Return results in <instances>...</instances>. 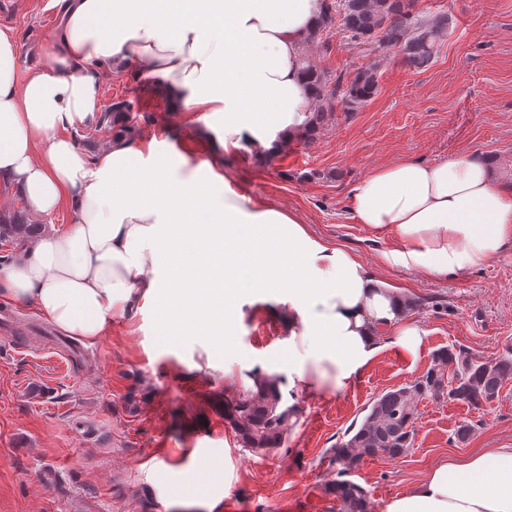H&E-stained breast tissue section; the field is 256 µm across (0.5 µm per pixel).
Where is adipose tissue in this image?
Instances as JSON below:
<instances>
[{
    "label": "adipose tissue",
    "mask_w": 512,
    "mask_h": 512,
    "mask_svg": "<svg viewBox=\"0 0 512 512\" xmlns=\"http://www.w3.org/2000/svg\"><path fill=\"white\" fill-rule=\"evenodd\" d=\"M56 2L50 67L21 74L15 35L0 28V184L32 221L64 210L69 222L0 264V301L30 303L87 340L148 305L160 340L203 337L211 369L245 301L261 299L282 326L288 385L308 393L359 376L383 328L417 354L423 333L402 289L223 173V154L248 145L275 154L303 130L299 58L319 0ZM131 62L158 78L172 112L223 115L216 154L191 166L153 139L115 133L89 152L66 136L97 120L103 70ZM351 213L392 239L387 267L437 280L512 246V186L473 155L376 168L354 186ZM384 512H512V448L440 464Z\"/></svg>",
    "instance_id": "ef3b65f1"
}]
</instances>
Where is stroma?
Instances as JSON below:
<instances>
[{"instance_id":"35a3bbf8","label":"stroma","mask_w":512,"mask_h":512,"mask_svg":"<svg viewBox=\"0 0 512 512\" xmlns=\"http://www.w3.org/2000/svg\"><path fill=\"white\" fill-rule=\"evenodd\" d=\"M55 0H0V26L13 28L22 70L45 65L44 51L60 13ZM420 13L448 12L453 24L436 61L413 69L387 63L377 94L360 110L336 113L313 141H291L272 160L255 148L225 155L231 184L296 212L318 239L340 245L404 289L424 332L417 354L381 334V349L340 391L296 392L298 422L280 448L264 456L242 448L223 416L225 397L248 390L217 371L195 369L196 340L166 346L150 308L113 318L108 336L77 339L83 363L65 361V348L21 343L0 335V512H65L80 496L95 512H338L329 487L336 478L331 450L378 394L410 383L442 347L491 360L512 342V246L485 266L436 281L385 266L392 241L356 224L353 187L371 170L404 159L439 162L464 154L497 159L495 178L512 177V0H418ZM331 47L305 52L330 74L368 64L367 53L341 34ZM129 100L134 137H156L191 162L209 156V139L224 129L188 121L169 110L158 84L136 67L106 73L101 111ZM233 324L235 348L221 358L240 368L284 352L279 322L261 303H246ZM412 448L402 457L364 458L349 478L366 492L370 512L404 494L435 466L481 448L512 447V381L478 409L423 400ZM474 430L455 439L463 422ZM52 466L54 486L37 475ZM200 479L185 488L181 472Z\"/></svg>"}]
</instances>
